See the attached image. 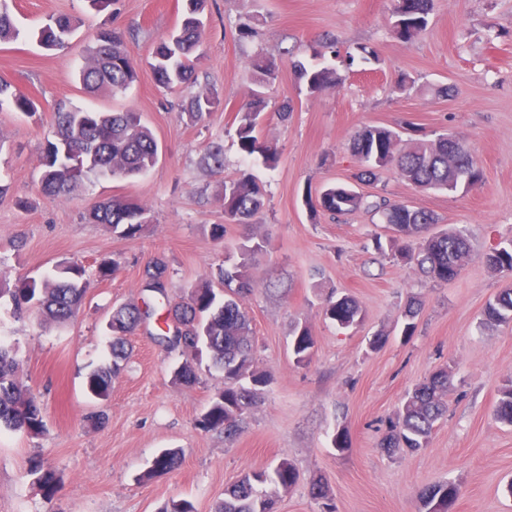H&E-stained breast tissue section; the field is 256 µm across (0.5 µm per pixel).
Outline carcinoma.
<instances>
[{
  "label": "carcinoma",
  "instance_id": "1",
  "mask_svg": "<svg viewBox=\"0 0 512 512\" xmlns=\"http://www.w3.org/2000/svg\"><path fill=\"white\" fill-rule=\"evenodd\" d=\"M187 12L180 27L154 43L149 62L157 81L164 87L191 89L196 85L193 59L200 55L203 21L200 12L205 0H187ZM430 0H396L393 29L404 43L413 42L428 25ZM76 31L75 21L66 16H51L35 32L37 42L47 50H62ZM7 0H0V42L18 38ZM257 89L247 103L236 112V135L242 152L258 155L268 168L278 162L276 149L260 141L257 128L267 107L263 88L278 77L277 63L268 58L250 60ZM298 79L306 93L316 96L336 84L332 68L307 66L293 62ZM137 78V63L132 58L122 32L115 28L101 29L96 46L87 55L81 68V80L90 92L110 90L124 92ZM13 106L28 117L37 113L36 102L0 82V106ZM221 99L215 90H199L191 94L188 116L199 123L219 107ZM399 136L382 126H366L354 137L351 151L359 168L357 181L376 179L377 171L391 164L406 181L424 188L449 192H467L480 184L484 171L468 146L448 134L441 133L427 142H414L393 147ZM158 145L151 130L141 122L140 114L128 109L122 112H97L75 106L56 114L55 140L43 152L40 183L42 191L57 196L74 190L82 182L100 176L135 177L148 172L157 162ZM215 169L224 167L222 146L211 144L203 157ZM220 199L224 218L242 223L261 214L265 208V191L252 177L243 175L224 181ZM319 207L332 215H343L365 208L382 213L388 228L399 235L411 236L426 231L437 223L434 214L422 208L386 200L368 202L348 184L324 189ZM90 218L97 224L112 227L123 237H134L151 222L149 210L135 201L115 197L96 205ZM269 240L254 235L239 246L241 261L228 270L219 267L217 278L224 292L215 290L213 281L204 279L190 288L185 297L171 301L167 286L171 271L167 262L156 259L148 263L140 275L141 301H130L112 311L107 363L88 377L90 390L106 397L112 381L125 370L131 356L129 336L141 325L155 322L158 333L154 340L169 350L191 354V358L174 368L172 382L183 387L200 383L202 370L216 368L224 373V389L211 399L207 410L197 420L203 430L224 427L225 437H233L248 406L267 386L269 375L252 368V336L246 311L254 285L245 273L251 255L264 250ZM470 253L467 236L461 232L435 233L423 238L418 249L396 248L394 256L405 264H413L434 281L446 284L461 273L462 262ZM487 265L494 270L512 271V243L496 248L486 255ZM84 266L75 261H62L53 272L40 281L27 282L11 288L0 280V299L8 296L15 310L35 302L40 317L48 322L66 324L79 313L87 289ZM325 316L342 328L359 322L361 309L351 297L331 301ZM483 321L492 325L512 324V288H505L490 299L482 312ZM314 339L307 328L297 329L292 340L296 363L307 364L312 358ZM20 362L15 350L0 342V428L24 431L38 436L44 431L40 404L21 382ZM451 377L440 368L426 381L416 385L404 397L395 417L388 422V433L381 444L386 452L418 451L428 447L437 423L448 412L443 396L448 393ZM495 418L512 426V380L499 389ZM181 453L167 449L156 460V469H174ZM296 480V470L283 458L272 471L259 470L244 475L224 492L215 512H274V501L259 489L268 482L283 487ZM458 494L448 484L424 488L419 493L422 512H448V502Z\"/></svg>",
  "mask_w": 512,
  "mask_h": 512
}]
</instances>
